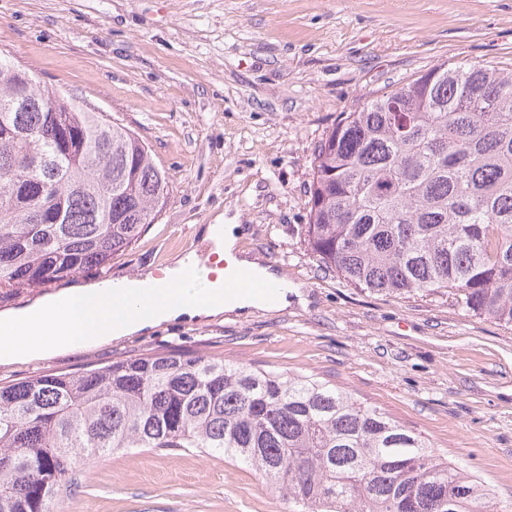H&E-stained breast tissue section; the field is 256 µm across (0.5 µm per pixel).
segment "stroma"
<instances>
[{
    "label": "stroma",
    "instance_id": "obj_1",
    "mask_svg": "<svg viewBox=\"0 0 512 512\" xmlns=\"http://www.w3.org/2000/svg\"><path fill=\"white\" fill-rule=\"evenodd\" d=\"M0 57L134 131L166 204L128 250L73 284L161 273L204 227L240 224L301 295L0 364V382L178 349L314 377L377 406L512 512V326L442 295L361 290L305 241L311 162L343 113L448 62L512 69V0H0ZM63 512H288L244 464L142 448L81 473Z\"/></svg>",
    "mask_w": 512,
    "mask_h": 512
}]
</instances>
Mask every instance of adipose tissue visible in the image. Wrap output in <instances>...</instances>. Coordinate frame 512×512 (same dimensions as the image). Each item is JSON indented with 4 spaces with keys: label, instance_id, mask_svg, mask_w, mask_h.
Masks as SVG:
<instances>
[{
    "label": "adipose tissue",
    "instance_id": "obj_1",
    "mask_svg": "<svg viewBox=\"0 0 512 512\" xmlns=\"http://www.w3.org/2000/svg\"><path fill=\"white\" fill-rule=\"evenodd\" d=\"M208 237L236 269L277 284L268 298L241 288L225 292L223 278L197 268L193 256L177 259L163 276L102 281L50 294L16 311L0 313V364L44 358L76 347L95 346L144 333L164 322L214 318L227 312L275 310L288 306L298 287L285 283L260 257L238 253L243 230L210 224Z\"/></svg>",
    "mask_w": 512,
    "mask_h": 512
}]
</instances>
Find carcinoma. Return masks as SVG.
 <instances>
[{"label": "carcinoma", "instance_id": "obj_1", "mask_svg": "<svg viewBox=\"0 0 512 512\" xmlns=\"http://www.w3.org/2000/svg\"><path fill=\"white\" fill-rule=\"evenodd\" d=\"M311 172L322 267L512 325V70L419 74L346 113ZM167 195L136 133L0 58V305L104 268ZM126 448L248 464L289 512H494L479 478L344 390L178 350L0 385V512H54Z\"/></svg>", "mask_w": 512, "mask_h": 512}]
</instances>
